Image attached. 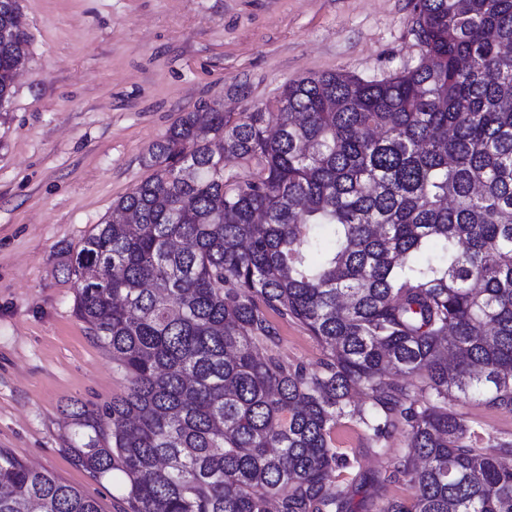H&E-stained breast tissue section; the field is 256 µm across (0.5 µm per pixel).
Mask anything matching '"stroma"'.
<instances>
[{
  "mask_svg": "<svg viewBox=\"0 0 512 512\" xmlns=\"http://www.w3.org/2000/svg\"><path fill=\"white\" fill-rule=\"evenodd\" d=\"M29 54L0 114V451L122 512V475L97 478L69 448L74 404L111 403L126 377L75 314L63 272L112 205L146 179L141 158L184 113L220 104L278 117L283 87L347 72L380 79L420 56L410 0H19ZM274 353L313 368L321 345L269 313ZM478 443L512 437V413L480 399L461 408ZM357 458L344 473L352 512L409 498L391 478L404 447L373 448L337 426Z\"/></svg>",
  "mask_w": 512,
  "mask_h": 512,
  "instance_id": "stroma-1",
  "label": "stroma"
}]
</instances>
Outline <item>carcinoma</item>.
Instances as JSON below:
<instances>
[{"label":"carcinoma","mask_w":512,"mask_h":512,"mask_svg":"<svg viewBox=\"0 0 512 512\" xmlns=\"http://www.w3.org/2000/svg\"><path fill=\"white\" fill-rule=\"evenodd\" d=\"M412 8L415 66L293 81L273 133L259 108L182 115L65 262L128 380L75 413L70 451L122 473L124 512H351L343 420L382 450L405 436L391 466L412 495L378 512H512V438L473 443L455 409L512 413V0ZM19 18L0 0V111ZM269 310L317 340L318 367L272 353ZM0 512L100 510L0 452Z\"/></svg>","instance_id":"carcinoma-1"}]
</instances>
